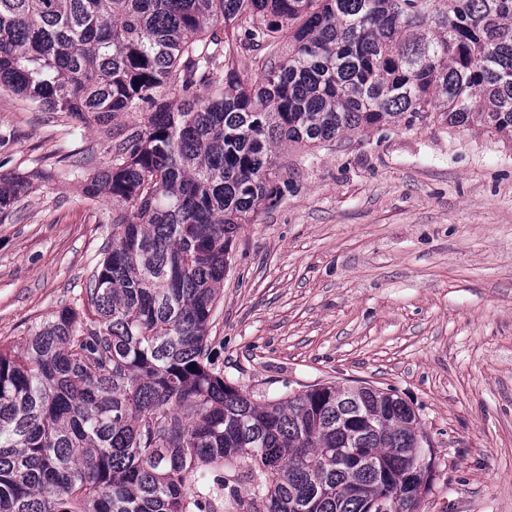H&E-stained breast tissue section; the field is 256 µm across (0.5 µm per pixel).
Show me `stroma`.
Here are the masks:
<instances>
[{"label":"stroma","instance_id":"obj_1","mask_svg":"<svg viewBox=\"0 0 512 512\" xmlns=\"http://www.w3.org/2000/svg\"><path fill=\"white\" fill-rule=\"evenodd\" d=\"M84 127L0 88V175L37 174L0 223V347L72 306L112 242V202L52 178ZM290 189L238 230L210 329L255 397L395 390L435 450L419 512H512V144L382 127L285 151Z\"/></svg>","mask_w":512,"mask_h":512}]
</instances>
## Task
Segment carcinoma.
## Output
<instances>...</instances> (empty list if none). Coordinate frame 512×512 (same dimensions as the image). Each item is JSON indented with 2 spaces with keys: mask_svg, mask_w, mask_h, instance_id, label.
Masks as SVG:
<instances>
[{
  "mask_svg": "<svg viewBox=\"0 0 512 512\" xmlns=\"http://www.w3.org/2000/svg\"><path fill=\"white\" fill-rule=\"evenodd\" d=\"M0 86L106 133V165L87 173V148L68 176L117 208L78 306L0 350V512H417L434 450L407 402L329 382L260 401L209 329L288 145L430 125L512 143V0H0ZM35 179L0 177V222Z\"/></svg>",
  "mask_w": 512,
  "mask_h": 512,
  "instance_id": "obj_1",
  "label": "carcinoma"
}]
</instances>
